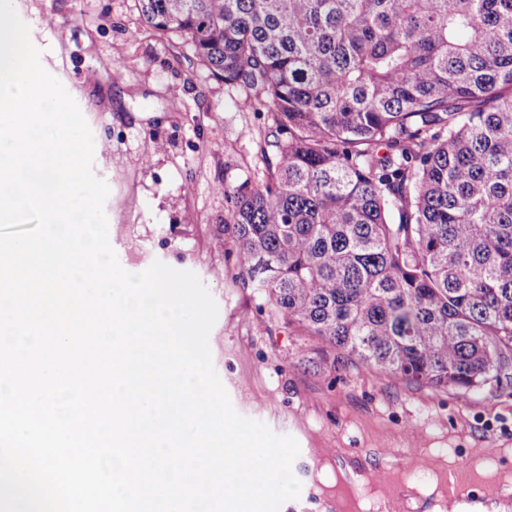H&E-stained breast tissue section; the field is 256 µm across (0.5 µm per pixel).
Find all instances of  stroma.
Wrapping results in <instances>:
<instances>
[{"label": "stroma", "instance_id": "stroma-1", "mask_svg": "<svg viewBox=\"0 0 512 512\" xmlns=\"http://www.w3.org/2000/svg\"><path fill=\"white\" fill-rule=\"evenodd\" d=\"M12 4L92 131L120 265L196 273L218 305L209 345L234 409L298 442L301 492L281 512H448L449 468L512 477V382L471 398L336 371L320 365L317 337L259 309L236 276L224 190L263 172L267 116L242 108L186 35L147 25L139 0ZM414 455L433 469L412 468ZM373 469L386 483H367Z\"/></svg>", "mask_w": 512, "mask_h": 512}]
</instances>
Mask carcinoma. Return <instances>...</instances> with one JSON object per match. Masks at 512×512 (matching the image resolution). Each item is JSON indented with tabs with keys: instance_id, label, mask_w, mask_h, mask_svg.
<instances>
[{
	"instance_id": "obj_1",
	"label": "carcinoma",
	"mask_w": 512,
	"mask_h": 512,
	"mask_svg": "<svg viewBox=\"0 0 512 512\" xmlns=\"http://www.w3.org/2000/svg\"><path fill=\"white\" fill-rule=\"evenodd\" d=\"M267 112L239 278L330 367L475 395L512 365V0H140Z\"/></svg>"
}]
</instances>
